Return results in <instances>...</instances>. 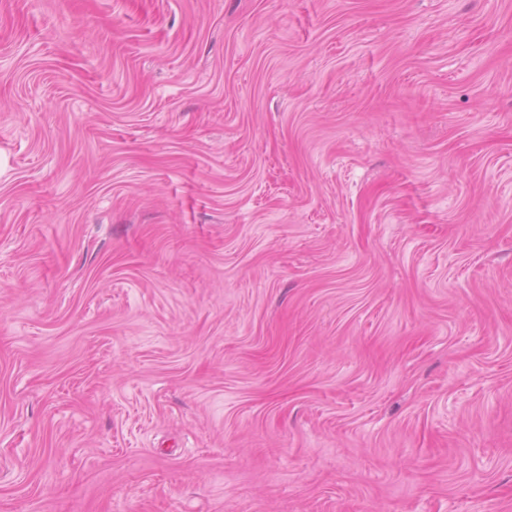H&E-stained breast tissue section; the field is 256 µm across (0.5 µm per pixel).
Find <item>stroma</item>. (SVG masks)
Returning <instances> with one entry per match:
<instances>
[{"instance_id": "35a3bbf8", "label": "stroma", "mask_w": 512, "mask_h": 512, "mask_svg": "<svg viewBox=\"0 0 512 512\" xmlns=\"http://www.w3.org/2000/svg\"><path fill=\"white\" fill-rule=\"evenodd\" d=\"M0 512H512V0H0Z\"/></svg>"}]
</instances>
